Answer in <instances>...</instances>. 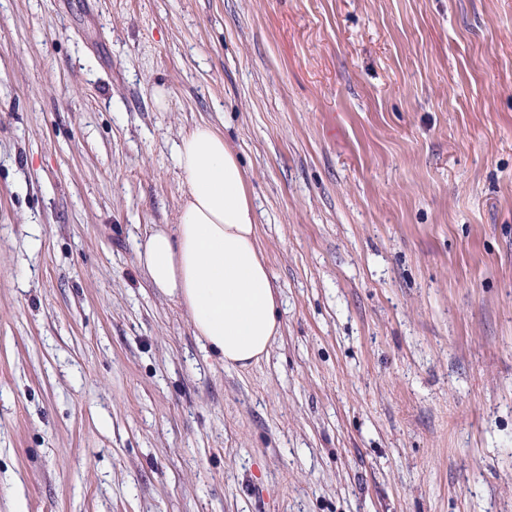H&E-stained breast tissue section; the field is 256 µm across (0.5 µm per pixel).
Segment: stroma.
Wrapping results in <instances>:
<instances>
[{"instance_id":"obj_1","label":"stroma","mask_w":512,"mask_h":512,"mask_svg":"<svg viewBox=\"0 0 512 512\" xmlns=\"http://www.w3.org/2000/svg\"><path fill=\"white\" fill-rule=\"evenodd\" d=\"M202 120L247 371L136 258ZM0 512H512V0H0Z\"/></svg>"}]
</instances>
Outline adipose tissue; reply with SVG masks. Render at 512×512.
<instances>
[{
	"label": "adipose tissue",
	"instance_id": "obj_1",
	"mask_svg": "<svg viewBox=\"0 0 512 512\" xmlns=\"http://www.w3.org/2000/svg\"><path fill=\"white\" fill-rule=\"evenodd\" d=\"M174 154L185 185L177 222L146 235L138 262L225 367L248 369L267 355L281 323L245 172L207 122L181 133Z\"/></svg>",
	"mask_w": 512,
	"mask_h": 512
}]
</instances>
